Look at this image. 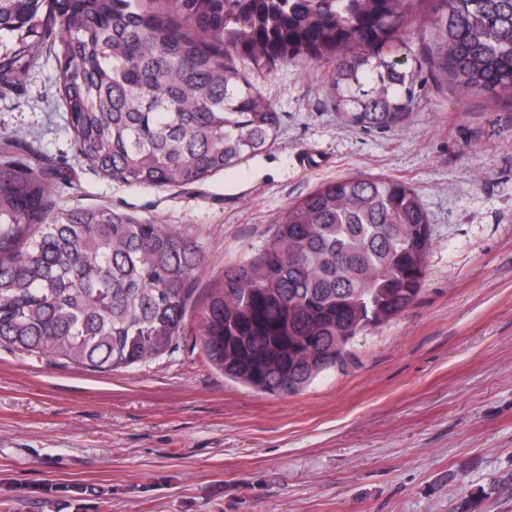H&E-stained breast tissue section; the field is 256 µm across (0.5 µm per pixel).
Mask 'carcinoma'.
<instances>
[{
	"label": "carcinoma",
	"mask_w": 512,
	"mask_h": 512,
	"mask_svg": "<svg viewBox=\"0 0 512 512\" xmlns=\"http://www.w3.org/2000/svg\"><path fill=\"white\" fill-rule=\"evenodd\" d=\"M425 64L437 84L512 101V0H426ZM414 0H0V94L43 51L76 149L139 188L195 184L275 144L279 112L248 76L332 60L328 91L365 131L398 126L413 75ZM0 143V343L94 372L170 354L203 258L166 225L110 207L56 211L53 176ZM431 244L408 183L343 177L293 203L271 243L224 270L202 347L224 377L292 396L336 368L343 346L417 299ZM88 487L50 484L46 512H87Z\"/></svg>",
	"instance_id": "carcinoma-1"
}]
</instances>
